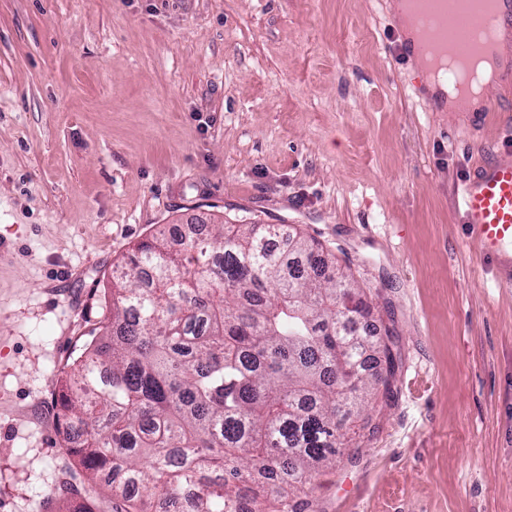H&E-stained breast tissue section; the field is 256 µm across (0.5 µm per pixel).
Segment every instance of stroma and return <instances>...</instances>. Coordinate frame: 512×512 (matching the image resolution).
I'll use <instances>...</instances> for the list:
<instances>
[{
	"label": "stroma",
	"mask_w": 512,
	"mask_h": 512,
	"mask_svg": "<svg viewBox=\"0 0 512 512\" xmlns=\"http://www.w3.org/2000/svg\"><path fill=\"white\" fill-rule=\"evenodd\" d=\"M392 0H0V512H66L64 378L172 225L284 224L349 266L398 366L310 512H512V288L468 145Z\"/></svg>",
	"instance_id": "1"
}]
</instances>
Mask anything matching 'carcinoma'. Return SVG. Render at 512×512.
I'll list each match as a JSON object with an SVG mask.
<instances>
[{"label":"carcinoma","mask_w":512,"mask_h":512,"mask_svg":"<svg viewBox=\"0 0 512 512\" xmlns=\"http://www.w3.org/2000/svg\"><path fill=\"white\" fill-rule=\"evenodd\" d=\"M336 257L276 224H211L134 245L112 322L65 383L81 437L72 512H304L343 428L395 375L391 329ZM116 466L129 493L101 479Z\"/></svg>","instance_id":"1"}]
</instances>
